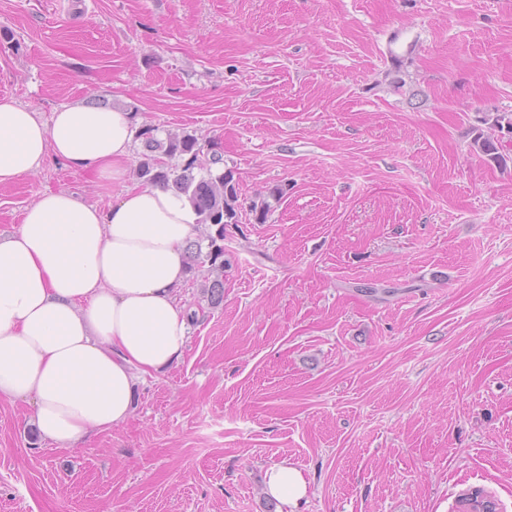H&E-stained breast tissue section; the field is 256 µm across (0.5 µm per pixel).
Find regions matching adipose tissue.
<instances>
[{"label": "adipose tissue", "instance_id": "obj_1", "mask_svg": "<svg viewBox=\"0 0 512 512\" xmlns=\"http://www.w3.org/2000/svg\"><path fill=\"white\" fill-rule=\"evenodd\" d=\"M135 132L121 107L66 105L45 122L0 100V186L51 159L121 187L105 210L40 192L19 230L0 236V398L32 404L40 437L68 449L126 423L138 377L185 350L177 290L198 216L184 196L130 183ZM307 490L288 462L265 474L266 495L284 505Z\"/></svg>", "mask_w": 512, "mask_h": 512}]
</instances>
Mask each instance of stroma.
<instances>
[{
	"label": "stroma",
	"instance_id": "1",
	"mask_svg": "<svg viewBox=\"0 0 512 512\" xmlns=\"http://www.w3.org/2000/svg\"><path fill=\"white\" fill-rule=\"evenodd\" d=\"M50 120L95 99L219 149L237 191L224 302L130 419L66 450L0 400V512H512V0H0V98ZM283 196L258 223L253 201ZM107 208L45 163L0 187ZM371 292H363V285ZM487 129L489 130H486V132L483 129L478 132V135L474 138V147L484 155L498 161L501 157L497 146L500 141L499 136L503 134V131L512 134V113L502 112L497 114ZM265 494L282 504L297 505L307 495V482L287 461L271 466L265 474ZM460 512H497L496 500L483 489H468L458 499Z\"/></svg>",
	"mask_w": 512,
	"mask_h": 512
}]
</instances>
